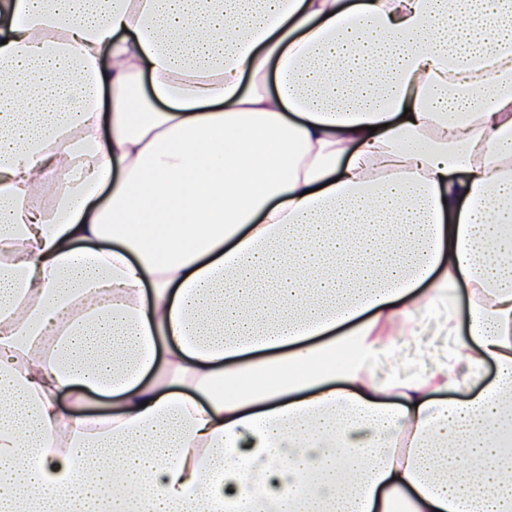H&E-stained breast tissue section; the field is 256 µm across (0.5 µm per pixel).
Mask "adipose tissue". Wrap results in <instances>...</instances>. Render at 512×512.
<instances>
[{
    "instance_id": "obj_1",
    "label": "adipose tissue",
    "mask_w": 512,
    "mask_h": 512,
    "mask_svg": "<svg viewBox=\"0 0 512 512\" xmlns=\"http://www.w3.org/2000/svg\"><path fill=\"white\" fill-rule=\"evenodd\" d=\"M0 512H512V0H0ZM421 336H417L415 341L408 342L407 336L397 337L401 344V351L404 358L402 370L405 373L413 372L423 362H428L429 353L442 348H448L452 344L447 336H441L437 333L435 324L429 318H425L421 325Z\"/></svg>"
}]
</instances>
